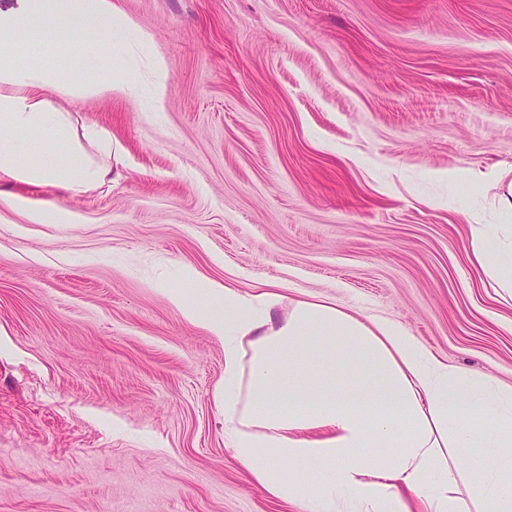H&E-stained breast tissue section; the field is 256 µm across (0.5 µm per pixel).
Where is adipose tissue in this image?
<instances>
[{"label":"adipose tissue","instance_id":"1","mask_svg":"<svg viewBox=\"0 0 512 512\" xmlns=\"http://www.w3.org/2000/svg\"><path fill=\"white\" fill-rule=\"evenodd\" d=\"M92 26L125 32L131 50L146 41L112 0L0 6V179L80 197L123 165L111 135L52 101L137 95L128 60L87 39ZM499 204L507 221L472 227L471 261L512 293V187ZM183 281L164 294L223 342L224 435L268 496L301 512H512V384L448 364L392 320L301 300L277 321L276 292L245 295L192 268ZM473 450L477 469L464 464Z\"/></svg>","mask_w":512,"mask_h":512}]
</instances>
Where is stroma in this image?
Here are the masks:
<instances>
[{"mask_svg": "<svg viewBox=\"0 0 512 512\" xmlns=\"http://www.w3.org/2000/svg\"><path fill=\"white\" fill-rule=\"evenodd\" d=\"M164 59L153 106L63 100L125 150L87 195L0 182V512H300L224 444V344L182 266L402 324L512 382V299L471 265L512 167V0H112ZM16 197L72 224H33Z\"/></svg>", "mask_w": 512, "mask_h": 512, "instance_id": "obj_1", "label": "stroma"}]
</instances>
